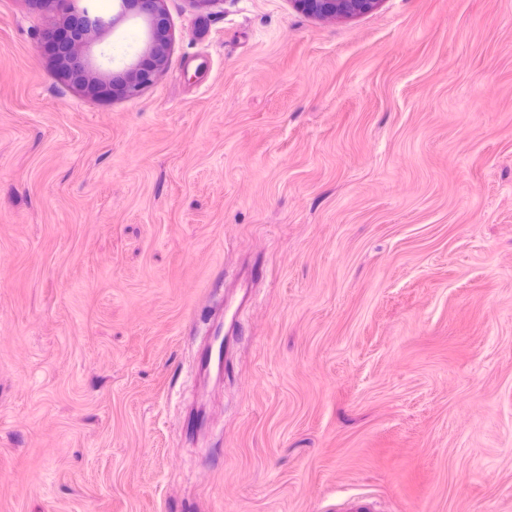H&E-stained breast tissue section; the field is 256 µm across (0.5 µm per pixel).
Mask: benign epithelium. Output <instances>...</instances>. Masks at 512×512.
<instances>
[{
  "label": "benign epithelium",
  "mask_w": 512,
  "mask_h": 512,
  "mask_svg": "<svg viewBox=\"0 0 512 512\" xmlns=\"http://www.w3.org/2000/svg\"><path fill=\"white\" fill-rule=\"evenodd\" d=\"M119 11L110 19L89 10L67 7L65 21L70 24L72 45L65 58L60 60L64 72L82 89L97 95L119 93L136 95L152 82L154 74L163 69L169 59L171 37L168 15L162 0H118ZM381 0H295L304 13L319 20L350 19L375 9ZM141 20L145 47L129 59L123 69L112 73V80L105 83L91 81L97 69L94 47L102 31L125 18L128 14Z\"/></svg>",
  "instance_id": "benign-epithelium-1"
}]
</instances>
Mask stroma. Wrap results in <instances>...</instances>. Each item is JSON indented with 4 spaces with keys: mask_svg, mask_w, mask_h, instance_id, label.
<instances>
[{
    "mask_svg": "<svg viewBox=\"0 0 512 512\" xmlns=\"http://www.w3.org/2000/svg\"><path fill=\"white\" fill-rule=\"evenodd\" d=\"M163 6L126 98L0 0V512H512V0ZM307 15L319 20L350 19L375 9L381 0H294Z\"/></svg>",
    "mask_w": 512,
    "mask_h": 512,
    "instance_id": "35a3bbf8",
    "label": "stroma"
}]
</instances>
